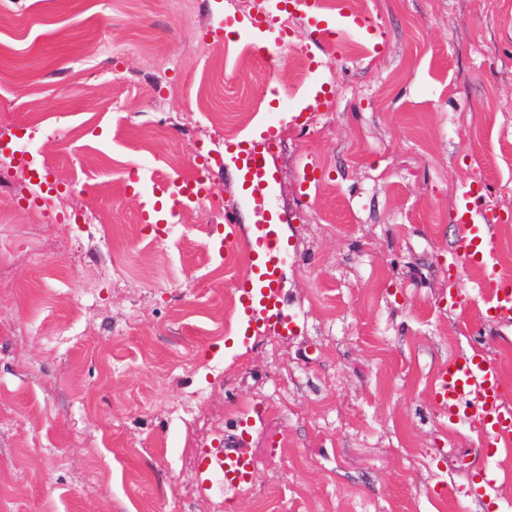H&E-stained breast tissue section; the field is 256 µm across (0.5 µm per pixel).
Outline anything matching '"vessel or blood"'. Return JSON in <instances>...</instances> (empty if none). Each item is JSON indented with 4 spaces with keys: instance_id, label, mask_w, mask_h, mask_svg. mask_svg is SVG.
<instances>
[{
    "instance_id": "vessel-or-blood-1",
    "label": "vessel or blood",
    "mask_w": 512,
    "mask_h": 512,
    "mask_svg": "<svg viewBox=\"0 0 512 512\" xmlns=\"http://www.w3.org/2000/svg\"><path fill=\"white\" fill-rule=\"evenodd\" d=\"M276 138L275 126H268L260 139L240 141L229 146L231 161L242 176L247 191L245 201L259 216L249 233H242L232 222L224 224V254L231 257L246 249L251 260L237 282L244 315L253 330L275 331L288 337L295 333V315L287 312L282 283L289 266L281 239L269 223L265 198L273 194L275 184L267 175V156ZM206 178L182 179L169 193L167 215H175L183 202L207 197ZM465 210L460 218L461 233L448 258L451 278H458L464 266H476L486 272L484 292L487 316L497 323H512V280L501 277L495 266V247L491 229L501 223L502 215L492 208L477 210L476 184L465 186ZM501 382L497 368L479 351L462 353L437 370L431 393L436 405L447 411L449 419L463 418L478 427L486 438L490 454H498L503 445L512 443V412L500 405ZM255 479L252 459L239 441L219 440L201 448L197 455L196 489L199 494L221 484L225 490L240 492Z\"/></svg>"
}]
</instances>
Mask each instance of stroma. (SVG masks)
Returning <instances> with one entry per match:
<instances>
[{
    "label": "stroma",
    "mask_w": 512,
    "mask_h": 512,
    "mask_svg": "<svg viewBox=\"0 0 512 512\" xmlns=\"http://www.w3.org/2000/svg\"><path fill=\"white\" fill-rule=\"evenodd\" d=\"M251 13V12H250ZM227 0H0V110L12 147L65 192L0 182V512H225L199 495L198 448L236 433L256 469L232 512H512V453L493 500L468 497L482 437L450 423L437 369L478 348L512 411V326L485 316L483 272L448 296V255L480 180L512 248V0L319 7L269 69ZM302 52L295 75L286 58ZM307 112L306 128L272 100ZM43 123L33 129L31 113ZM277 128L274 221L299 333L242 335L237 279L209 208L243 207L233 169L169 233L141 221L157 180ZM319 179L304 185L306 167ZM124 271L106 275L111 260Z\"/></svg>",
    "instance_id": "35a3bbf8"
}]
</instances>
